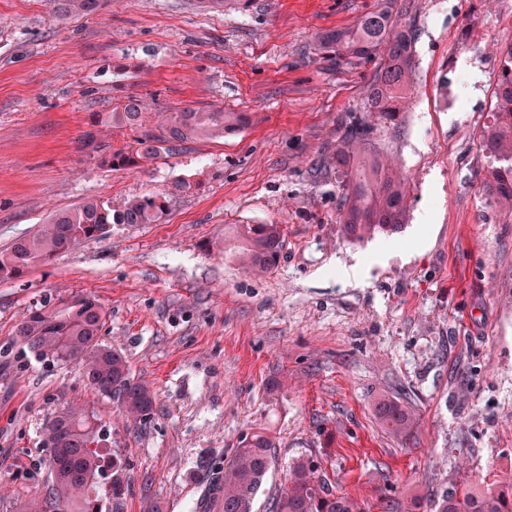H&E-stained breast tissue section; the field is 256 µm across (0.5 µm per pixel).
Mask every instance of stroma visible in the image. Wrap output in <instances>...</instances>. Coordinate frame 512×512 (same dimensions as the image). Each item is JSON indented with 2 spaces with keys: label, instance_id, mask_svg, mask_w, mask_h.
Returning a JSON list of instances; mask_svg holds the SVG:
<instances>
[{
  "label": "stroma",
  "instance_id": "35a3bbf8",
  "mask_svg": "<svg viewBox=\"0 0 512 512\" xmlns=\"http://www.w3.org/2000/svg\"><path fill=\"white\" fill-rule=\"evenodd\" d=\"M384 7L416 29L394 122L365 109L377 62L319 46ZM511 16L512 0H105L62 20L51 0H0V249L92 198L169 205L160 223L113 225L0 281V512L46 497L43 430L71 404L122 468L120 500L111 473L99 479L101 512H197L203 465L255 432L276 446L254 512H269L301 461L364 512L512 478V212L487 190L483 140ZM129 95L147 101L153 128L187 107L248 123L116 170L80 137ZM357 119L408 199L402 232L363 243L339 220L333 163ZM238 224L282 225L271 273L247 274L225 252ZM78 296L102 305V343L152 387L146 422L127 424L77 364L18 340L20 320ZM383 398L414 414L407 440L378 420Z\"/></svg>",
  "mask_w": 512,
  "mask_h": 512
}]
</instances>
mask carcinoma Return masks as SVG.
<instances>
[{"label": "carcinoma", "instance_id": "cac0c4a2", "mask_svg": "<svg viewBox=\"0 0 512 512\" xmlns=\"http://www.w3.org/2000/svg\"><path fill=\"white\" fill-rule=\"evenodd\" d=\"M58 3L63 16L92 13L101 6V0ZM413 40V31L399 26L392 14L382 9L365 15L352 27L325 33L322 46L338 60L380 59L367 89L366 111L391 119L410 96ZM495 99L497 121L484 135V142L490 153L510 164L491 172L489 191L502 206L512 208V45L504 53ZM146 115L144 101L129 96L112 109L104 123L136 133L133 142L110 152L100 141L99 131L91 129L82 136L81 146L98 154L104 165L139 171L175 146L222 138L248 122L241 112L186 108L153 130L145 126ZM334 161L346 183L339 219L347 238L363 242L376 234L401 232L407 219L405 179L388 157L371 145L363 129L352 126L346 130L336 146ZM166 210V202L150 194L133 197L118 208L100 197L60 210L38 233L0 251V280L50 262L86 240L104 238L114 224H158ZM232 239L234 254L245 268L256 274L275 269L284 242L281 225L240 224ZM103 323L101 305L93 298L78 297L34 313L17 326L16 336L38 357L79 363L87 382L112 398L128 420L144 422L153 411V392L130 375L122 354L100 341ZM376 415L395 436L408 437L413 432L412 414L393 400L378 401ZM44 438L51 445L47 465L56 473V480L44 500L28 504L29 512H98L100 455L98 450L88 449L100 443L94 423L79 407L68 406L47 423ZM274 447L275 441L263 433L246 436L224 467L204 475L203 512H252L255 496L271 468ZM271 512H361V507L347 495L330 492L313 467L298 463L273 498ZM429 512H512V483L484 487L464 482L433 500Z\"/></svg>", "mask_w": 512, "mask_h": 512}]
</instances>
